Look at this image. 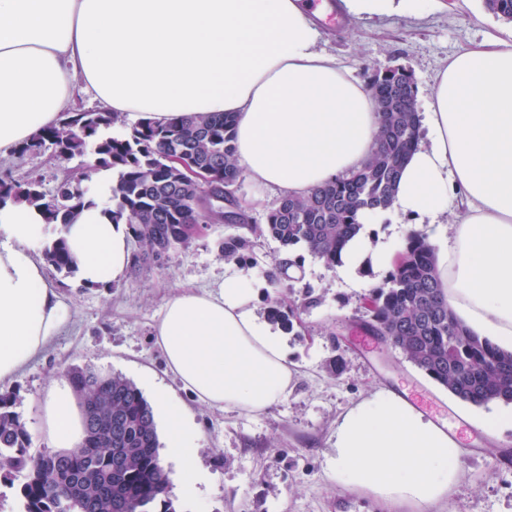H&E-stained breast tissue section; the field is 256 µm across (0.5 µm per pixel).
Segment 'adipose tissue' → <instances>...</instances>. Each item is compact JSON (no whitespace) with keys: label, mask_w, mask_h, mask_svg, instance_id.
Returning <instances> with one entry per match:
<instances>
[{"label":"adipose tissue","mask_w":512,"mask_h":512,"mask_svg":"<svg viewBox=\"0 0 512 512\" xmlns=\"http://www.w3.org/2000/svg\"><path fill=\"white\" fill-rule=\"evenodd\" d=\"M305 0H0V158L72 103L75 82L131 123L185 114L235 118L237 158L255 183L304 197L354 171L376 147L380 115L359 80L316 49ZM428 140L407 159L393 210L429 231L451 310L512 350V43L482 42L449 61L424 114ZM462 210L442 223L451 200ZM46 224L24 202L0 206V385L13 382L71 320L30 249ZM86 286L131 264L128 226L101 202L63 233ZM239 273L173 295L154 327L167 371L199 403L260 413L299 375L283 339L254 311ZM170 456L191 489L190 431L166 397ZM53 451L78 447L85 411L66 379L41 404ZM461 450L446 424L401 395L364 398L339 418L329 473L384 504L424 512L459 480Z\"/></svg>","instance_id":"1"}]
</instances>
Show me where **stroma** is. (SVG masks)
I'll list each match as a JSON object with an SVG mask.
<instances>
[{
  "instance_id": "obj_1",
  "label": "stroma",
  "mask_w": 512,
  "mask_h": 512,
  "mask_svg": "<svg viewBox=\"0 0 512 512\" xmlns=\"http://www.w3.org/2000/svg\"><path fill=\"white\" fill-rule=\"evenodd\" d=\"M446 10L419 15L376 16L359 21L328 14L317 19L319 52L351 76L402 66L417 85L425 106L436 74L454 56L490 39H512V22L488 12L483 0H445ZM42 175L52 189L57 161L48 155L13 154L0 159V177ZM214 224L189 244L168 252L156 264L128 274L106 288L87 287L76 276L49 272V283L69 305L72 320L53 345L34 359L0 393L17 395V412L31 436V454L42 451L39 405L59 370L79 366L132 380L147 400L165 391L194 431V464L202 479L183 490L180 472L160 447L178 512H382L368 498L328 476L331 444L340 416L362 398L391 390L407 400L423 398L427 416L446 423L465 453L462 473L448 500L431 512H512V427L486 433L484 421L504 411L501 403L480 408L462 402L425 376L398 349L365 331L366 282L376 280L371 260L352 275L330 269L313 257L294 281L269 284L267 272L278 255L277 242L251 239L257 264L239 265L256 290L258 317L268 299L283 296L301 303L312 288L319 304L302 314L301 335L287 336L288 353L300 375L293 394L265 412L252 414L201 405L167 373L153 328L166 301L180 288L213 287L224 277L225 261L216 242L232 234ZM337 372H329L331 362Z\"/></svg>"
}]
</instances>
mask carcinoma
Listing matches in <instances>:
<instances>
[{"instance_id": "1", "label": "carcinoma", "mask_w": 512, "mask_h": 512, "mask_svg": "<svg viewBox=\"0 0 512 512\" xmlns=\"http://www.w3.org/2000/svg\"><path fill=\"white\" fill-rule=\"evenodd\" d=\"M491 13L512 21V0H485ZM368 87L381 114L373 155L358 169L337 177L304 197L284 195L265 223L226 211L242 170L236 157L234 120L228 114L186 115L167 124L142 120L120 134L105 130L120 122L110 112L63 114L56 126L36 133L20 154L51 150L62 160L90 156L95 169L112 172L108 186L113 222L129 226L134 243L131 271L185 246L208 224L227 222L279 244L283 257L267 274L270 283L290 279L307 251L330 269L341 264L349 242L360 232L364 212L386 211L403 163L419 141L417 88L411 73L396 67L377 72ZM180 156L204 170V184L184 182L167 158ZM39 175L0 179V205L24 201L40 209L48 224L72 223L92 202L80 180L60 179L49 193ZM248 240L229 235L217 240L226 261L242 263ZM43 258L58 273H74L65 240L57 236ZM365 326L387 337L408 361L458 399L472 405L512 404V351L475 333L448 308L442 294L434 247L412 232L400 261L373 289ZM271 322L291 333L299 308L283 298L270 301ZM66 375L86 407L85 438L59 455L43 450L28 455L31 437L13 410L15 397L0 395V478L26 472L20 488L23 512H177L168 471L162 466L152 405L140 388L119 375L72 367Z\"/></svg>"}]
</instances>
